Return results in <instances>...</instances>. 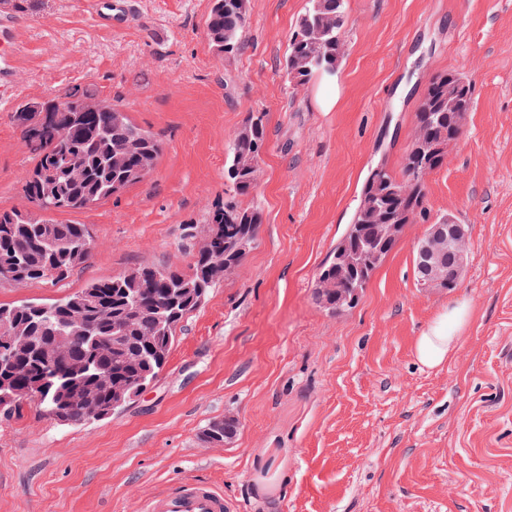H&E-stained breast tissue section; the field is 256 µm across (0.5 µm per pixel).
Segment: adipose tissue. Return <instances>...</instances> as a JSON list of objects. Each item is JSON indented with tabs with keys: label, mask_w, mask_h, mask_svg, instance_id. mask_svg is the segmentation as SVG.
Segmentation results:
<instances>
[{
	"label": "adipose tissue",
	"mask_w": 512,
	"mask_h": 512,
	"mask_svg": "<svg viewBox=\"0 0 512 512\" xmlns=\"http://www.w3.org/2000/svg\"><path fill=\"white\" fill-rule=\"evenodd\" d=\"M472 317V307L464 300L442 308L415 338L412 352L416 361L431 370L446 365L458 352Z\"/></svg>",
	"instance_id": "1"
}]
</instances>
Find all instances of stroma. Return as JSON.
<instances>
[{"mask_svg":"<svg viewBox=\"0 0 512 512\" xmlns=\"http://www.w3.org/2000/svg\"><path fill=\"white\" fill-rule=\"evenodd\" d=\"M309 0H250L244 45L210 48L212 0H0L15 96L0 103V208L24 209L32 157L17 107L95 85L158 135L153 172L91 209L64 213L96 241L57 285L0 287V303L65 297L154 265L188 269L208 212L233 194L224 166L247 113L266 115L260 175L242 206L263 222L243 265L178 327L167 365L109 419L61 427L32 404L0 417V512H141L186 480L223 491L232 512H512V0H348L332 80L290 84L288 42ZM471 82L473 108L426 178L432 219L463 224L455 287L414 274L426 224L406 225L358 303L314 300L322 264L351 223L368 171H400L435 73ZM475 316L456 356H412L448 302ZM240 419L234 443L202 430ZM208 426V427H207ZM203 431L204 442L211 447H220L230 444L234 437L224 441V428L227 430L234 426H239V419L235 415L224 416V420L210 422Z\"/></svg>","mask_w":512,"mask_h":512,"instance_id":"stroma-1","label":"stroma"}]
</instances>
